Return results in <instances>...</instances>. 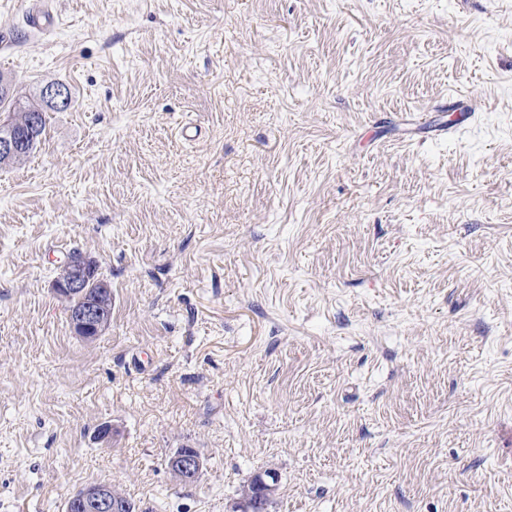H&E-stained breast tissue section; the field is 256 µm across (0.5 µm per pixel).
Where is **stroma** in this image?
Wrapping results in <instances>:
<instances>
[{
  "label": "stroma",
  "instance_id": "obj_1",
  "mask_svg": "<svg viewBox=\"0 0 512 512\" xmlns=\"http://www.w3.org/2000/svg\"><path fill=\"white\" fill-rule=\"evenodd\" d=\"M0 75L72 93L0 165V512H512V0H0ZM95 269V262L81 255L73 261L69 260L52 283L54 294L70 301L74 294L81 292L84 280L93 271L86 280L85 294L75 296L70 301L71 306L78 308L69 311V321L75 335L87 341L97 338L107 328L106 304L112 302V289L106 282L101 284L99 297L85 302L97 292L98 282L104 280ZM171 465L180 479L190 481L198 478L203 467V461L197 449L182 448L172 455ZM69 499V502H74L77 505L81 504L84 507H89L99 512L131 511L127 503L133 505V511L131 512L137 511L136 505L132 501L127 500V503L122 502L120 494L114 491L112 486L109 485H88L75 492Z\"/></svg>",
  "mask_w": 512,
  "mask_h": 512
}]
</instances>
